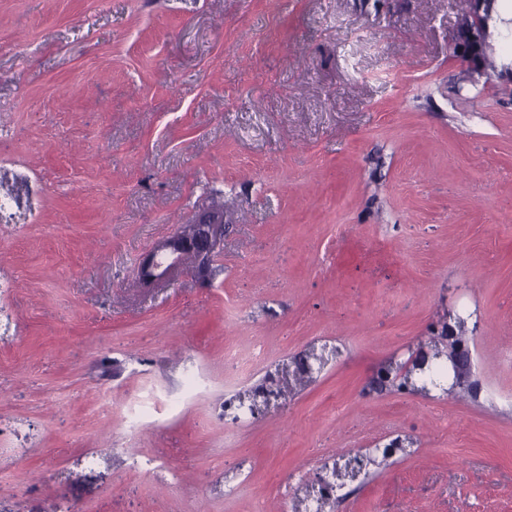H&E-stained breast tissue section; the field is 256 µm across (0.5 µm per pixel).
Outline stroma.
<instances>
[{
	"instance_id": "35a3bbf8",
	"label": "stroma",
	"mask_w": 512,
	"mask_h": 512,
	"mask_svg": "<svg viewBox=\"0 0 512 512\" xmlns=\"http://www.w3.org/2000/svg\"><path fill=\"white\" fill-rule=\"evenodd\" d=\"M467 9L0 0V512H295L395 438L331 512H512V0L476 64ZM215 206L211 286L141 288ZM452 311L480 319L466 385L369 391ZM326 351L327 347L324 346L320 353L313 350L308 356L300 358L296 367L298 374L312 378L320 374L328 363Z\"/></svg>"
}]
</instances>
